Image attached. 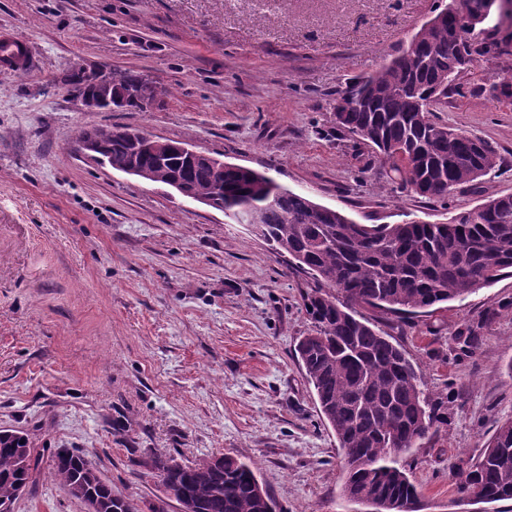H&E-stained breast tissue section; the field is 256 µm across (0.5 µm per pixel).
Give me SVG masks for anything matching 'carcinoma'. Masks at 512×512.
I'll return each instance as SVG.
<instances>
[{"mask_svg":"<svg viewBox=\"0 0 512 512\" xmlns=\"http://www.w3.org/2000/svg\"><path fill=\"white\" fill-rule=\"evenodd\" d=\"M467 0L448 5L426 21L409 45L379 70L346 83L340 99L353 104L336 127L372 149L385 167L387 182L427 199L446 200L459 185L475 182L497 166L495 150L482 139L448 126L436 112L448 89L472 66L473 55L500 51L477 41L488 20L486 9L465 14ZM70 95L121 99V107L145 111V96L162 101L164 91L148 76L112 72V82H96L84 72L63 77ZM119 127L78 131L77 145L94 140L102 163L122 172L135 166L151 184L181 178L195 196H218L224 211L245 206L250 223L279 253L308 273L315 287L305 310L314 329L297 343L308 383L343 456V495L371 512H418L413 483L399 463L416 441L448 425V397L424 395L405 353L355 307L381 312H427L464 299L504 275H512V194L492 195L455 215L447 224H358L343 212L289 191L250 168L226 165L188 167L178 153L186 142L157 138L145 150L130 144ZM495 313L457 332L455 356L473 355ZM64 490L80 484L98 501V512H160L191 502L195 512H267L274 504L260 494L253 468L230 455L176 464L150 451L140 462L157 480L160 495L140 503L116 495L89 458L67 448H34L29 435L0 430V502L15 503L18 491L33 486L45 452ZM466 497L496 502L512 499V419L496 430L476 462L457 483Z\"/></svg>","mask_w":512,"mask_h":512,"instance_id":"cac0c4a2","label":"carcinoma"}]
</instances>
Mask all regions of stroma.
<instances>
[{
	"mask_svg": "<svg viewBox=\"0 0 512 512\" xmlns=\"http://www.w3.org/2000/svg\"><path fill=\"white\" fill-rule=\"evenodd\" d=\"M448 0H0V33L26 71L0 67V430L85 454L115 493L150 500L137 464L153 448L188 464H253L280 512H367L342 494L333 430L295 356L314 286L252 226L98 164L77 129H144L360 224L445 223L512 194V48L480 56L439 114L488 142L498 165L431 201L387 184L379 159L336 130L337 92L406 48ZM135 70L169 89L149 112L88 110L60 89L74 65ZM512 276L410 319L362 316L391 334L448 427L403 464L419 512H512L456 491L512 417ZM495 312L454 356L463 325ZM13 512H86L49 471ZM494 316V312L489 313L481 323L465 325L457 332V346L454 349L456 357H469L476 352L481 341L483 329L492 322Z\"/></svg>",
	"mask_w": 512,
	"mask_h": 512,
	"instance_id": "35a3bbf8",
	"label": "stroma"
}]
</instances>
